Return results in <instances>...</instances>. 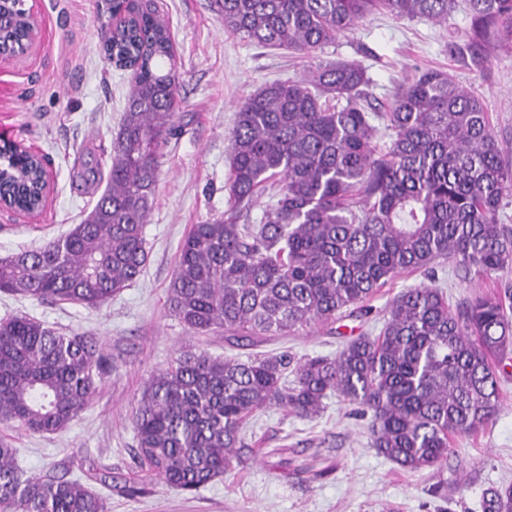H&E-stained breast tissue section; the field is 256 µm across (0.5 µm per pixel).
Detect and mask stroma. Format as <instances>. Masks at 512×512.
<instances>
[{
	"label": "stroma",
	"instance_id": "35a3bbf8",
	"mask_svg": "<svg viewBox=\"0 0 512 512\" xmlns=\"http://www.w3.org/2000/svg\"><path fill=\"white\" fill-rule=\"evenodd\" d=\"M101 2L36 0L41 38L27 54L0 62V134L45 155L51 182L37 217L0 215V257L67 232L100 196L79 173L88 161L109 171L112 138L132 86L131 70L104 60ZM154 4L170 27L184 82L174 116L180 131L164 149L144 226L149 256L141 277L98 310L0 293V318L26 313L61 332L95 336L112 361L89 407L66 431L10 430L21 467L30 475L76 478L92 466L116 482L144 486L135 496L105 491L107 512H482L485 488L512 483V360L500 371L502 405L493 424L456 437L446 464L418 472L378 455L369 445L368 419L355 417L352 404L333 394L308 420L277 407L257 414L244 432L256 455L198 493L180 494L143 477L131 413L145 383L183 349L229 358L251 352L332 357L347 334L378 335L390 300L426 282L420 272L401 273L372 298L369 318L345 317L336 328L316 326L251 349L228 345L220 334L188 332L168 313L166 289L182 239L192 225L223 217L231 204L228 146L238 109L251 93L270 81L302 78L320 63L353 61L370 79L369 102L385 112L397 84L440 69L481 100L512 162V49L493 50L479 66L469 56L449 55V42L469 41L466 0H457L443 23L370 15L308 57L225 32L215 0ZM434 269L454 309L490 288L512 291V267L466 275L446 260Z\"/></svg>",
	"mask_w": 512,
	"mask_h": 512
}]
</instances>
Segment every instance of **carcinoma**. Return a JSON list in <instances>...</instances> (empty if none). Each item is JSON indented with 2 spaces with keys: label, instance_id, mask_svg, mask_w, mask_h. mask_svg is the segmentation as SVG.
Returning <instances> with one entry per match:
<instances>
[{
  "label": "carcinoma",
  "instance_id": "1",
  "mask_svg": "<svg viewBox=\"0 0 512 512\" xmlns=\"http://www.w3.org/2000/svg\"><path fill=\"white\" fill-rule=\"evenodd\" d=\"M100 23L107 63L134 71L112 141L109 181L90 215L34 250L0 259V292L96 309L141 276L144 235L181 74L153 0H109ZM224 30L266 47L308 54L376 12L448 20L455 0H216ZM472 61L512 48V0H467ZM125 14L121 25L112 16ZM27 20L14 13L11 47ZM359 64H318L298 80L272 81L239 106L229 145L231 206L194 224L181 241L168 310L197 335L224 333L237 346L367 314L365 303L403 271L438 259L486 275L512 265V230L500 223L512 188L488 112L440 70L395 88L389 111L362 101ZM390 138L379 147L382 136ZM9 173L0 197L42 204L40 161L0 146ZM260 224L240 219L264 192ZM512 293H481L457 313L435 277L400 292L379 335L358 336L333 358L286 354L213 357L187 350L147 382L132 411L140 467L166 487L194 494L235 469L249 417L278 407L316 416L336 393L370 416V447L400 468L447 461L452 441L492 422L498 367L512 355ZM98 340L64 334L26 315L0 320V425L34 435L65 431L102 382ZM293 367V381L285 372ZM0 512H105L79 479L37 478L0 436ZM482 512H512V484L488 489Z\"/></svg>",
  "mask_w": 512,
  "mask_h": 512
}]
</instances>
